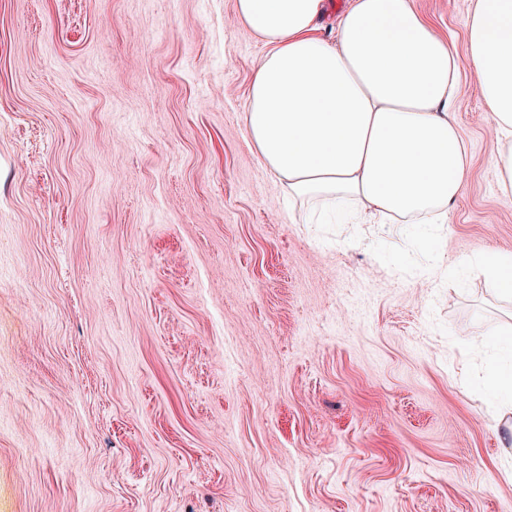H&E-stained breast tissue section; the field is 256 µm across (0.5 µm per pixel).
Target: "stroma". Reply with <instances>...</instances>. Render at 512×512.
I'll return each instance as SVG.
<instances>
[{
	"instance_id": "35a3bbf8",
	"label": "stroma",
	"mask_w": 512,
	"mask_h": 512,
	"mask_svg": "<svg viewBox=\"0 0 512 512\" xmlns=\"http://www.w3.org/2000/svg\"><path fill=\"white\" fill-rule=\"evenodd\" d=\"M469 65L471 0H412ZM235 0H0V512H506L512 253L479 86L450 222L304 224ZM481 267L485 277L498 288H493L495 295L502 300L512 299V253L493 252L483 259H474L459 264L460 267L469 265ZM484 383L491 400L512 408V340L500 344L498 353L489 362Z\"/></svg>"
}]
</instances>
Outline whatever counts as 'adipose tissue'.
<instances>
[{"label": "adipose tissue", "mask_w": 512, "mask_h": 512, "mask_svg": "<svg viewBox=\"0 0 512 512\" xmlns=\"http://www.w3.org/2000/svg\"><path fill=\"white\" fill-rule=\"evenodd\" d=\"M325 2L236 0L238 24L266 48L246 92L249 148L306 223H447L471 167L450 112L462 80L454 40L412 0H350L328 41ZM462 27L497 134L499 194L512 203V0H474ZM484 383L512 408V340Z\"/></svg>", "instance_id": "obj_1"}]
</instances>
